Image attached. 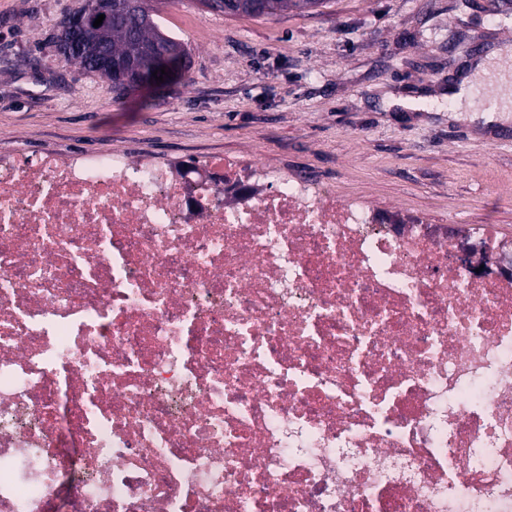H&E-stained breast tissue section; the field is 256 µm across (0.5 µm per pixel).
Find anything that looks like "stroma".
I'll list each match as a JSON object with an SVG mask.
<instances>
[{
    "label": "stroma",
    "mask_w": 512,
    "mask_h": 512,
    "mask_svg": "<svg viewBox=\"0 0 512 512\" xmlns=\"http://www.w3.org/2000/svg\"><path fill=\"white\" fill-rule=\"evenodd\" d=\"M84 3L0 0V149L248 155L344 198L512 235V116L487 124L447 104L477 60L512 53L488 22L495 0H327L251 19L147 0L190 66L123 94L56 54L60 21Z\"/></svg>",
    "instance_id": "35a3bbf8"
}]
</instances>
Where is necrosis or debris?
I'll list each match as a JSON object with an SVG mask.
<instances>
[{"mask_svg":"<svg viewBox=\"0 0 512 512\" xmlns=\"http://www.w3.org/2000/svg\"><path fill=\"white\" fill-rule=\"evenodd\" d=\"M503 253L241 155L0 151V512H512Z\"/></svg>","mask_w":512,"mask_h":512,"instance_id":"1","label":"necrosis or debris"}]
</instances>
